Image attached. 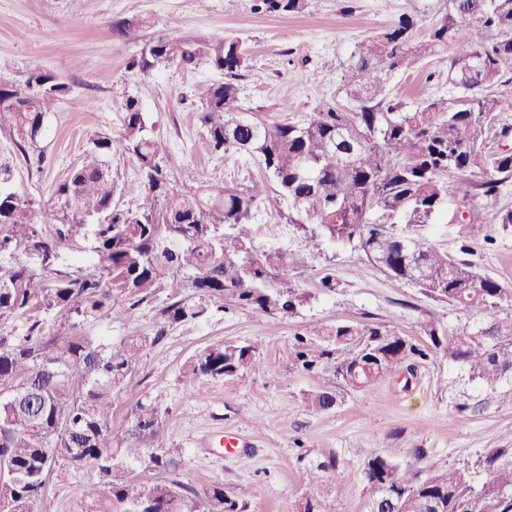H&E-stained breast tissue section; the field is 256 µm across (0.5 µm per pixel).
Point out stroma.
Returning a JSON list of instances; mask_svg holds the SVG:
<instances>
[{"mask_svg":"<svg viewBox=\"0 0 512 512\" xmlns=\"http://www.w3.org/2000/svg\"><path fill=\"white\" fill-rule=\"evenodd\" d=\"M413 15L417 37L443 21L448 0H309L295 16L253 11L250 0H0V83L24 79L32 65L59 76L69 89L44 118L41 136L21 153L8 126L0 125V169L23 200L57 211L53 195L75 167L91 138H112V175L118 188L114 206L132 208L128 188L137 166L119 146L123 105L138 99L147 123L164 148V161L184 187L199 180L243 184L264 175L258 163L237 154H201L197 91L223 75L207 65L142 73L129 66L143 42L167 25L188 38L240 37L247 67L238 80L245 111H263L279 120L289 103L293 118H304L325 101L344 98L342 77L358 44L400 14ZM141 21L139 42L118 37L113 22ZM447 62L433 57L394 73L388 87L408 105L448 99ZM287 199L271 194L253 218L257 249L308 253L306 267L291 281L304 295L293 314H258L233 308L206 319L168 327L162 341L147 345L135 370L134 399L164 397L166 414L155 438L136 441L128 461L136 483L162 479L148 468L152 452L181 448L185 455L176 479L204 493L219 482L227 496L243 500L248 512H293L302 494L303 465L298 448L312 456L336 455L339 470L324 512H366L369 490L362 468L370 454L413 464L425 449L428 462L442 467L475 465L483 453L512 445V382L492 391L469 381L464 370L436 359L417 365L409 376L376 381L363 390L341 391L334 409L312 410L306 393L327 383L289 367L295 333L317 324L364 322L389 329L414 344L425 343L423 328L437 322L461 326L472 314L424 297L369 263L349 245L304 237L287 217ZM512 210V179L484 194L479 177L460 183L435 223L422 236L452 256H465L480 272L512 288V227L498 224ZM332 275L334 291L320 280ZM173 293L165 287L136 308L120 304L111 316L79 331L117 342L154 336L160 310ZM253 342L263 367L228 379H192L188 360L222 342ZM236 434L242 446L226 454L220 442Z\"/></svg>","mask_w":512,"mask_h":512,"instance_id":"1","label":"stroma"}]
</instances>
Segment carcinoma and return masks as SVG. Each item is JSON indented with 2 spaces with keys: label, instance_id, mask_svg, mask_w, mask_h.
Instances as JSON below:
<instances>
[{
  "label": "carcinoma",
  "instance_id": "carcinoma-1",
  "mask_svg": "<svg viewBox=\"0 0 512 512\" xmlns=\"http://www.w3.org/2000/svg\"><path fill=\"white\" fill-rule=\"evenodd\" d=\"M308 2L252 0V8L288 16L306 11ZM472 23L493 38L475 44ZM139 27L129 20L113 23L127 41L138 40ZM416 27L404 13L358 45L348 67L346 102H324L301 121L271 122L260 111L242 117L236 79L247 56L237 36L212 42L163 33L150 41L148 53L133 58L131 67L146 74L200 64L222 72L224 81L200 92L205 134L199 151H232L257 161L265 173L260 183L203 181L177 188L134 98L123 106L121 149L138 169L131 186L135 208L112 207L117 183L112 138L105 135L90 141L81 162L57 185L64 212L58 224L0 177V317L31 322L26 336L0 338V512H53L45 494L48 477L63 481L67 471L83 468L96 471L98 481L80 488L82 512H246L247 504L226 496L219 483L202 498L177 479L134 483L121 447L133 436L157 432L162 403L136 401L124 429L112 424V407L129 395L142 341L40 332L47 315L98 322L116 304L146 301L169 281L200 301L173 294L156 341L167 325L201 320L212 305L224 309L226 297L261 313L294 312L303 296L289 272L305 257L259 251L253 244L252 219L268 189L288 200V223L310 238L350 244L426 297L481 314L463 328L430 322L424 326L428 341L419 345L369 324L320 325L294 336L288 362L295 368L310 376L329 372L351 390L434 358L463 367L469 380L491 388L512 379V289L397 229L434 223L458 176H482L486 195L512 178V151L487 147L505 108L490 87L512 69V0H451L446 21L426 38L416 37ZM448 49V83L456 96L411 107L391 95V73ZM66 89L38 65L25 80L0 84V124L15 133L20 149L36 143L45 115ZM66 249L89 250L94 264L59 269L57 255ZM28 255L37 256L39 270L23 261ZM181 271L187 276L175 279ZM261 368L256 345L224 342L194 355L187 373L219 379ZM309 402L328 411L336 393L320 386ZM182 456L183 449L169 448L150 454L149 464L173 472ZM307 456L298 455L305 462L298 512H321L339 460ZM362 476L371 491L384 486L382 497H369L368 512H512V448L483 454L475 471L430 464L403 469L373 454Z\"/></svg>",
  "mask_w": 512,
  "mask_h": 512
}]
</instances>
